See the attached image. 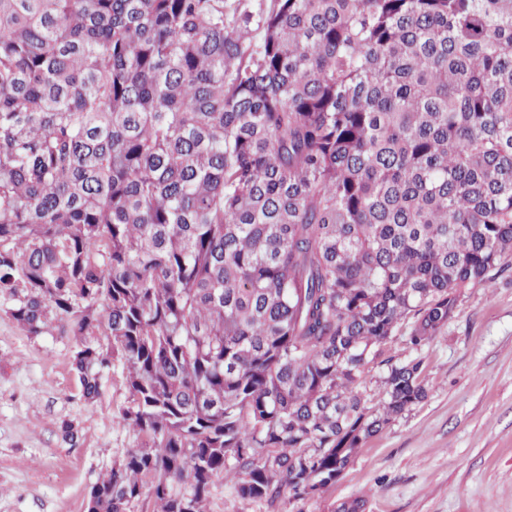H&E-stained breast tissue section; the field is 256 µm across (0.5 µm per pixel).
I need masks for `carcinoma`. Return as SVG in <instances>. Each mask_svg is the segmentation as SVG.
<instances>
[{
  "mask_svg": "<svg viewBox=\"0 0 512 512\" xmlns=\"http://www.w3.org/2000/svg\"><path fill=\"white\" fill-rule=\"evenodd\" d=\"M506 255L512 0H0V307L145 441L87 512L317 495ZM383 375L384 373L381 366L372 365L356 389L369 400L370 405L375 407L380 405L384 396L381 383Z\"/></svg>",
  "mask_w": 512,
  "mask_h": 512,
  "instance_id": "carcinoma-1",
  "label": "carcinoma"
}]
</instances>
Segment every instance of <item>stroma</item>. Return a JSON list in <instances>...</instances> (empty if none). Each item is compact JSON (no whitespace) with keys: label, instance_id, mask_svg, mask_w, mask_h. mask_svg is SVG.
Segmentation results:
<instances>
[{"label":"stroma","instance_id":"1","mask_svg":"<svg viewBox=\"0 0 512 512\" xmlns=\"http://www.w3.org/2000/svg\"><path fill=\"white\" fill-rule=\"evenodd\" d=\"M75 346L52 326L27 335L0 310V512H85L90 488L141 444L119 419L130 401L121 368L86 404ZM383 355L421 358L426 396L357 448L335 484L271 509L220 480L209 512H331L354 498L365 512H512V257L421 350L400 334ZM66 421L76 441L63 439Z\"/></svg>","mask_w":512,"mask_h":512}]
</instances>
